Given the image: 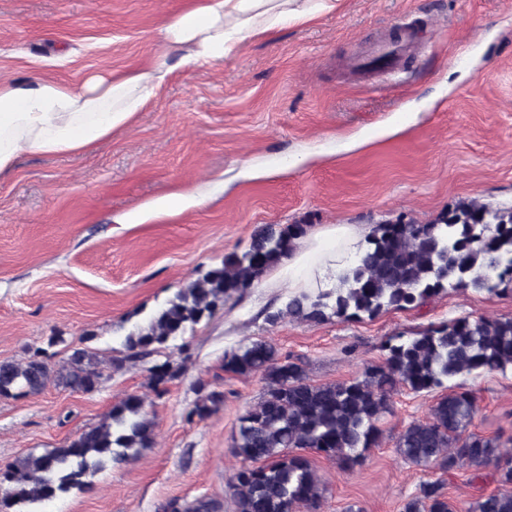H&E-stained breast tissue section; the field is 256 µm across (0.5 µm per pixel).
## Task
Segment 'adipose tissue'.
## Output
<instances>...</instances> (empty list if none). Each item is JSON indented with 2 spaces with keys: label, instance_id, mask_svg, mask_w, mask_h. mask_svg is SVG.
Returning a JSON list of instances; mask_svg holds the SVG:
<instances>
[{
  "label": "adipose tissue",
  "instance_id": "adipose-tissue-1",
  "mask_svg": "<svg viewBox=\"0 0 512 512\" xmlns=\"http://www.w3.org/2000/svg\"><path fill=\"white\" fill-rule=\"evenodd\" d=\"M343 0H195L162 24L149 64L122 75H90L76 84L37 78L0 81V175L25 152L60 156L92 150L128 128L175 66L211 65L250 40L334 14ZM371 227L325 224L281 259L265 285L289 296L334 287L336 273L364 245Z\"/></svg>",
  "mask_w": 512,
  "mask_h": 512
}]
</instances>
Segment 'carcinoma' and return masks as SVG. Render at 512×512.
Listing matches in <instances>:
<instances>
[{"mask_svg":"<svg viewBox=\"0 0 512 512\" xmlns=\"http://www.w3.org/2000/svg\"><path fill=\"white\" fill-rule=\"evenodd\" d=\"M305 233L303 224L265 225L248 247L178 289L124 342L123 360L144 361L233 299L255 287L276 267ZM449 289L498 295L512 291V207L475 200L461 201L430 224L398 215L379 222L349 265L336 273V285L316 295L302 294L267 311L272 328L287 318L322 322L373 319L389 310L423 304ZM386 357L369 364L361 376L338 383L313 384L307 364L281 355L267 340H255L224 355V371L259 374L265 383L260 400L238 419L232 454L240 466L229 490L235 512H293L303 506L318 512L322 489L310 460L296 453L310 449L350 466L378 444L380 418L390 411L391 393L401 384L419 393L449 388L430 416L402 430L394 441L397 453L416 465L443 471L465 466H492L501 488L478 498L468 512H512V450L501 451L497 437L465 434L476 411L475 395L448 383L465 375L512 367V317L467 315L431 324L409 336L399 333L382 345ZM43 348L23 362L0 363V397L36 393L46 387L52 369ZM151 382L164 385L178 378L181 366L170 361L149 368ZM103 377L98 353L77 349L58 369L65 386L82 392L98 388ZM224 404V392L204 393L187 419L206 418ZM154 423L144 399L130 394L112 406L108 419L84 430L68 445L29 453L0 470V512L18 505L53 501L77 488L85 490L87 470L107 458L115 463L149 448ZM168 512H218V505L199 499L176 501ZM403 512H454L443 484L427 482L409 499Z\"/></svg>","mask_w":512,"mask_h":512,"instance_id":"obj_1","label":"carcinoma"}]
</instances>
